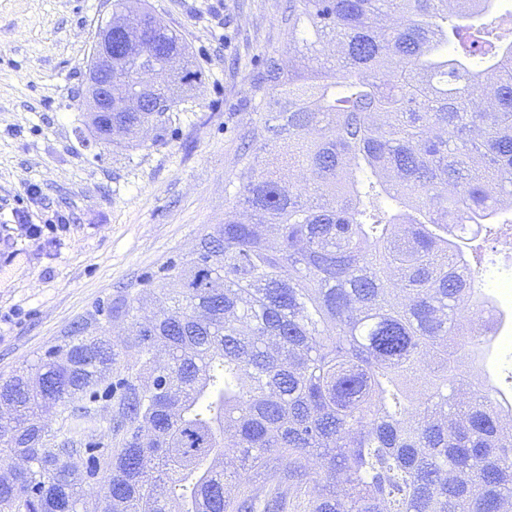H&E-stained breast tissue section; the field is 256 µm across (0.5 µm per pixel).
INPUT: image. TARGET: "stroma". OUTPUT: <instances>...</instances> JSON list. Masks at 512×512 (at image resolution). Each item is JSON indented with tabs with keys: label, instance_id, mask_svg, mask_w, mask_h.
I'll list each match as a JSON object with an SVG mask.
<instances>
[{
	"label": "stroma",
	"instance_id": "35a3bbf8",
	"mask_svg": "<svg viewBox=\"0 0 512 512\" xmlns=\"http://www.w3.org/2000/svg\"><path fill=\"white\" fill-rule=\"evenodd\" d=\"M192 51L202 82L162 140H92L87 64L108 0H0V381L33 364L70 326L187 257L233 200L239 134L258 123V74L285 56L288 0H145ZM38 201L21 208L28 187ZM65 216L59 244L22 224ZM489 236L477 284L507 315L484 363L512 399V260Z\"/></svg>",
	"mask_w": 512,
	"mask_h": 512
}]
</instances>
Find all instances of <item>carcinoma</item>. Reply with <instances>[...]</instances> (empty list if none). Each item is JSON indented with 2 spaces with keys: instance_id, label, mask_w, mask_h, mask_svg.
Wrapping results in <instances>:
<instances>
[{
  "instance_id": "1",
  "label": "carcinoma",
  "mask_w": 512,
  "mask_h": 512,
  "mask_svg": "<svg viewBox=\"0 0 512 512\" xmlns=\"http://www.w3.org/2000/svg\"><path fill=\"white\" fill-rule=\"evenodd\" d=\"M494 6L288 0L224 223L0 382V512H505L512 401L467 252L512 198ZM149 14L115 30L112 125L162 137L200 72Z\"/></svg>"
}]
</instances>
